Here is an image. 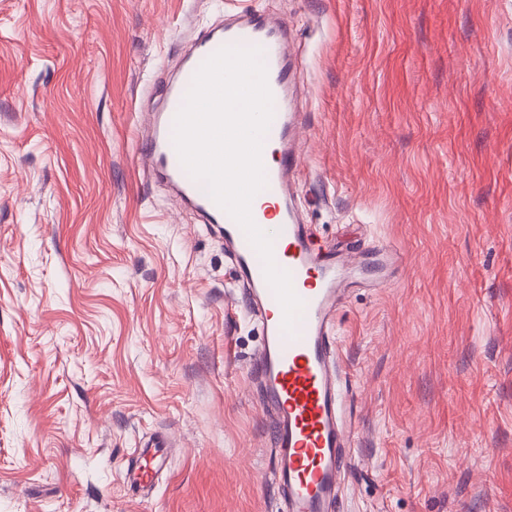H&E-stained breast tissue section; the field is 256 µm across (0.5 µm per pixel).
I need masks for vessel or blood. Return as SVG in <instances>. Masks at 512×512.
<instances>
[{
    "label": "vessel or blood",
    "instance_id": "obj_1",
    "mask_svg": "<svg viewBox=\"0 0 512 512\" xmlns=\"http://www.w3.org/2000/svg\"><path fill=\"white\" fill-rule=\"evenodd\" d=\"M284 26L254 10L235 12L224 26L198 36L186 49L180 68L166 79L161 104L145 138V168L170 186L177 200L198 211L224 238L234 260L235 279L251 299L262 325V344L251 369L273 414V480L286 503L285 512H332L337 487L350 467L351 432L343 417L348 396L336 379L335 345L329 326L351 283L343 268L360 267L365 256L323 250L302 224L293 205L292 179L300 163L298 113L288 111L292 55ZM225 46L261 50L272 97L278 104L266 142L275 144L278 159L266 167L264 196L275 200L276 223L267 212L252 208L257 225L273 236L277 265L291 275L303 302L293 333L282 329L283 309L268 285L262 261L242 228L207 194L204 185L182 166L173 144L174 119L201 64ZM162 441L136 449L127 465L131 485L149 487L166 461Z\"/></svg>",
    "mask_w": 512,
    "mask_h": 512
}]
</instances>
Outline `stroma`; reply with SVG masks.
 <instances>
[{
	"instance_id": "stroma-1",
	"label": "stroma",
	"mask_w": 512,
	"mask_h": 512,
	"mask_svg": "<svg viewBox=\"0 0 512 512\" xmlns=\"http://www.w3.org/2000/svg\"><path fill=\"white\" fill-rule=\"evenodd\" d=\"M248 6L299 47L305 224L401 256L336 316L337 512H512V0H0V512H277L251 302L141 164L159 78ZM167 447L160 440L148 441L128 460L127 474L137 490L149 487L166 461Z\"/></svg>"
}]
</instances>
